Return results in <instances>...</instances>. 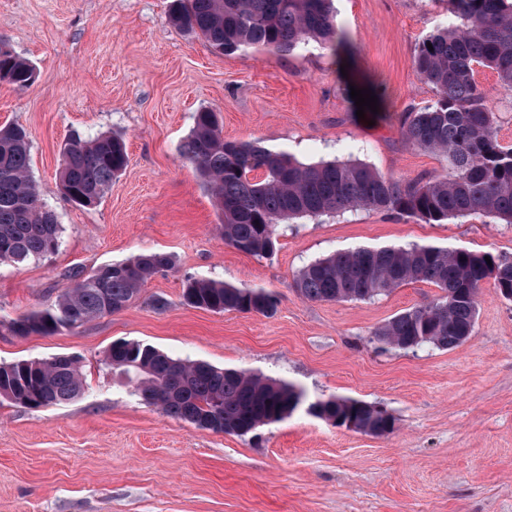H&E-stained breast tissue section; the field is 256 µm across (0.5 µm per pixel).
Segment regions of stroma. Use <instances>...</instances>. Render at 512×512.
I'll list each match as a JSON object with an SVG mask.
<instances>
[{
  "label": "stroma",
  "mask_w": 512,
  "mask_h": 512,
  "mask_svg": "<svg viewBox=\"0 0 512 512\" xmlns=\"http://www.w3.org/2000/svg\"><path fill=\"white\" fill-rule=\"evenodd\" d=\"M171 0H0V39L37 71L26 90L0 82V125L25 128L31 175L61 227L54 253L0 265V365L75 358L83 395L30 409L0 402V512H512V301L485 283L474 331L451 350L378 344L374 331L440 294L413 282L371 300L320 302L292 288L309 262L358 246L432 244L512 260V224L486 217L428 224L360 209L278 225L275 250L225 245L219 211L181 147L199 109L220 112L225 140L258 139L305 164L362 161L413 180L446 162L408 147L406 112L435 99L419 42L453 22L450 0H333L342 44L282 55L212 53L174 27ZM476 79L512 145V90ZM378 96L357 117L351 88ZM124 135L128 166L83 207L59 185L72 133ZM173 255L123 311L52 336H16L12 320L54 304L71 271L142 253ZM264 287L270 316L186 306L188 277ZM163 297L165 308L153 306ZM119 340L243 369L310 399L372 403L386 437L298 411L259 438L199 428L115 385L104 364Z\"/></svg>",
  "instance_id": "stroma-1"
}]
</instances>
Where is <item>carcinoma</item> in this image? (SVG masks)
Wrapping results in <instances>:
<instances>
[{"instance_id": "obj_1", "label": "carcinoma", "mask_w": 512, "mask_h": 512, "mask_svg": "<svg viewBox=\"0 0 512 512\" xmlns=\"http://www.w3.org/2000/svg\"><path fill=\"white\" fill-rule=\"evenodd\" d=\"M332 0H173L170 19L220 55L243 48L290 54L310 39L333 46L338 39ZM459 23L425 37L415 69L435 90L433 103L407 113L404 142L436 151L446 174L396 180L362 162L303 164L259 140L226 141L218 112L202 109L183 145L221 213L224 243L254 256L275 247L276 226L306 216L358 209L395 212L428 224L479 215L512 224V146L501 143L495 113L476 81L488 68L512 88V0H451ZM432 47H427V44ZM35 68L0 47V82L31 87ZM125 141L115 134L79 135L62 149L59 179L64 194L96 206L125 170ZM60 225L41 202L30 176V140L16 125L0 127V264L39 259L59 246ZM490 260H485V257ZM171 255L141 254L70 275L55 304L13 320L18 336H49L125 309L141 288L172 268ZM492 279L512 300V261L488 251L432 245L357 247L306 265L293 288L310 301H353L387 295L414 281L434 284L442 295L407 309L374 333L379 344L408 349L431 344L447 350L472 335L480 290ZM183 301L214 312L274 314L275 292L204 277L186 280ZM106 360L132 395L200 428L245 436L281 422L304 407L336 427L384 437L395 422L363 400L330 397L309 401L292 384L234 368L174 358L138 341H117ZM77 361L69 356L0 366V398L39 408L72 402L83 394Z\"/></svg>"}]
</instances>
